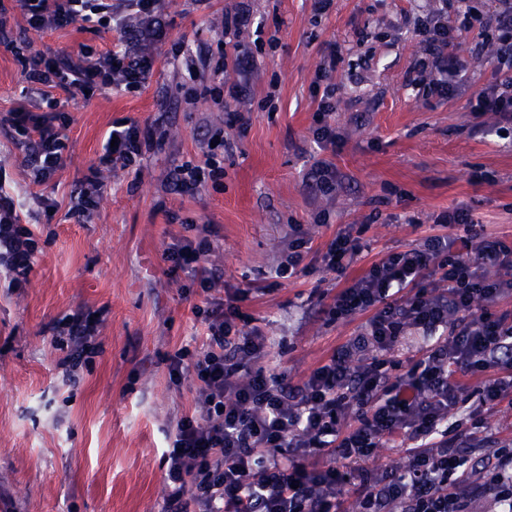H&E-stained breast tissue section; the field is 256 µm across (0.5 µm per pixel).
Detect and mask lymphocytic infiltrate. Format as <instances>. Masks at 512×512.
Returning <instances> with one entry per match:
<instances>
[{
  "mask_svg": "<svg viewBox=\"0 0 512 512\" xmlns=\"http://www.w3.org/2000/svg\"><path fill=\"white\" fill-rule=\"evenodd\" d=\"M29 30L73 24L106 25L124 49L87 47L79 61L37 52L25 61L27 80L43 114L15 108L0 117L26 146V164L43 182L62 164L68 145L52 117L55 91L143 90L155 58L143 44L161 43L165 0H15ZM495 28L481 23L475 7L455 17L428 16L420 35L431 61L430 93L452 97L464 64L446 49L455 33H471L492 47L494 83L470 101L471 111L512 125V0H497ZM328 53L315 73L324 93L314 114L313 138L338 143L330 116L336 97L328 80L336 68ZM117 143L98 160L100 172L139 170L142 132L124 120L112 125ZM223 132L173 173L180 193L220 183ZM89 180L82 196L91 208L103 183ZM440 233L420 246L391 251L354 278L347 270L368 245L352 229L336 233L315 251L295 229L277 278L310 273L313 264L343 278L321 312L327 320H360L355 336L298 383L271 358L258 328H245L240 308L249 289L229 298L213 296L221 277L205 266L218 244L211 231L180 236L164 254L172 270L185 273L204 295L196 308L205 334L196 348L166 357L168 375L180 382L194 373L197 395L168 437L164 512H512V437H493L488 419L512 406V237L474 232L465 209L438 220ZM465 227L462 236L451 228ZM16 279L27 278L37 250L31 229L21 226L12 198L0 195V249ZM404 451L399 466H375L379 449Z\"/></svg>",
  "mask_w": 512,
  "mask_h": 512,
  "instance_id": "f902f5d3",
  "label": "lymphocytic infiltrate"
}]
</instances>
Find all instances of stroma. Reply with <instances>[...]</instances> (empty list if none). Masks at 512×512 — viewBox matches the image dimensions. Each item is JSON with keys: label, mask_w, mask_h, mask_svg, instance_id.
I'll return each mask as SVG.
<instances>
[{"label": "stroma", "mask_w": 512, "mask_h": 512, "mask_svg": "<svg viewBox=\"0 0 512 512\" xmlns=\"http://www.w3.org/2000/svg\"><path fill=\"white\" fill-rule=\"evenodd\" d=\"M467 1L333 0L317 15L311 0H213L207 8L167 0L170 41L155 47L145 89L58 93L56 126L68 152L50 179L33 182L23 148L0 127V192L39 242L22 287L0 267V512H161L165 434L196 395L192 377L170 381L164 357L197 346L203 334L197 286L164 259L182 221L216 232L207 267L223 273L225 292L251 289L242 311L293 382L359 324L330 323L319 312L320 297L342 285L335 274L318 269L284 284L275 277L292 225L315 249L346 225L366 226L370 249L352 277L437 234V216L458 207L485 232L512 236V132L494 134V118L469 110L493 79L489 53L471 55L468 40L451 44L468 58L452 98L414 82L428 11L453 12ZM242 4V24L224 29L223 15ZM10 25L12 44H0V114L38 105L24 70L31 51L76 59L83 46L107 52L116 43L103 27L35 33L17 10ZM332 43L341 49L334 150L319 147L311 131L320 100L312 81ZM241 49L255 60L245 82L234 63ZM222 55L228 96L186 99V88L210 83ZM120 119L151 132L155 145L139 171L103 172L96 208L77 215L79 193ZM214 129L224 132L222 184L174 192L169 172L198 158ZM322 162L339 182L329 199L309 176ZM79 310L99 318L97 352L68 371L70 350L55 326Z\"/></svg>", "instance_id": "35a3bbf8"}]
</instances>
